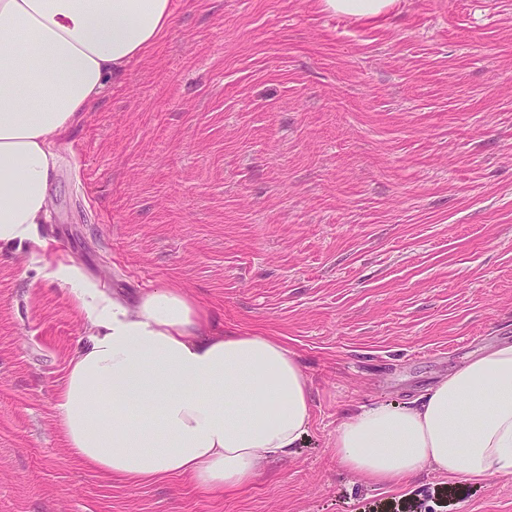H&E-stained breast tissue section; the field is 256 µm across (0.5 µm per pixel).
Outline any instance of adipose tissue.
Wrapping results in <instances>:
<instances>
[{
  "mask_svg": "<svg viewBox=\"0 0 512 512\" xmlns=\"http://www.w3.org/2000/svg\"><path fill=\"white\" fill-rule=\"evenodd\" d=\"M174 20L173 0H0V258L46 243L56 145ZM50 279L85 318L57 398L58 428L88 470L128 483L178 477L221 494L299 447L310 381L278 337L209 331L181 289L111 294L75 263ZM337 464L379 487L427 470L512 477V342L403 405L361 407L336 427Z\"/></svg>",
  "mask_w": 512,
  "mask_h": 512,
  "instance_id": "obj_1",
  "label": "adipose tissue"
}]
</instances>
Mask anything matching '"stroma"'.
I'll return each mask as SVG.
<instances>
[{
    "label": "stroma",
    "instance_id": "35a3bbf8",
    "mask_svg": "<svg viewBox=\"0 0 512 512\" xmlns=\"http://www.w3.org/2000/svg\"><path fill=\"white\" fill-rule=\"evenodd\" d=\"M314 2L175 0L61 143L45 254L0 259V512H512V479L380 488L331 450L346 413L512 342V0ZM60 257L280 337L310 380L305 443L224 495L85 469L58 430L84 325ZM320 9L333 14L364 19L389 13L396 0H317Z\"/></svg>",
    "mask_w": 512,
    "mask_h": 512
}]
</instances>
